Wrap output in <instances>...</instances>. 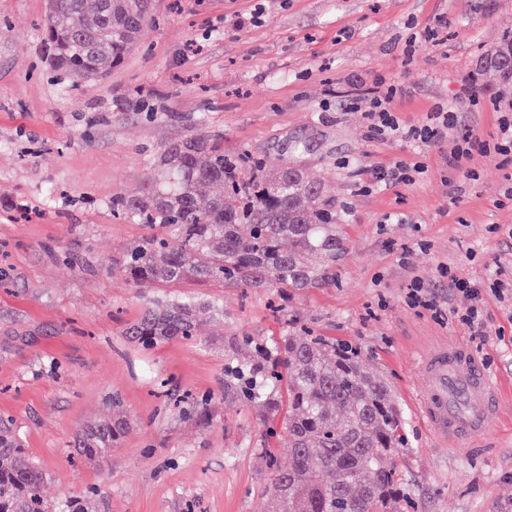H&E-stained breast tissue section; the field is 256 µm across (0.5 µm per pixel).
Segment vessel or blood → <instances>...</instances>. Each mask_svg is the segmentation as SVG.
Returning a JSON list of instances; mask_svg holds the SVG:
<instances>
[{"label": "vessel or blood", "mask_w": 512, "mask_h": 512, "mask_svg": "<svg viewBox=\"0 0 512 512\" xmlns=\"http://www.w3.org/2000/svg\"><path fill=\"white\" fill-rule=\"evenodd\" d=\"M428 386L420 410L437 442L457 447L488 434L502 389L462 344L443 345L421 363Z\"/></svg>", "instance_id": "1"}]
</instances>
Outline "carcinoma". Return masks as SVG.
I'll return each mask as SVG.
<instances>
[{"label": "carcinoma", "instance_id": "cac0c4a2", "mask_svg": "<svg viewBox=\"0 0 512 512\" xmlns=\"http://www.w3.org/2000/svg\"><path fill=\"white\" fill-rule=\"evenodd\" d=\"M152 22L146 0H47L45 34L56 68L96 81L126 55ZM479 66L512 87V35ZM157 178L112 196V213L144 234L112 266L132 287L175 288L192 279L282 295L336 283V194L316 177L266 163L192 133L163 149ZM224 320V306L190 295L147 302L121 329L143 351L198 338L201 316ZM224 401L252 408L262 427L255 445L272 470L269 492L279 512H417L392 464L408 442L389 384L367 368L360 349L313 330H284L277 341L249 334L220 337ZM112 394V416L75 434L72 454L97 462L132 421ZM288 438V467L266 447ZM46 472L26 454L16 422L0 415V512H56L41 494ZM98 488L64 497L61 512H101Z\"/></svg>", "mask_w": 512, "mask_h": 512}]
</instances>
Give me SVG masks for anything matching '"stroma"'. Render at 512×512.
Wrapping results in <instances>:
<instances>
[{
  "mask_svg": "<svg viewBox=\"0 0 512 512\" xmlns=\"http://www.w3.org/2000/svg\"><path fill=\"white\" fill-rule=\"evenodd\" d=\"M154 21L96 82L57 78L42 42L45 0H0V413L12 415L45 492L104 491V512H274L253 412L224 403V352L172 341L143 352L120 334L156 288L108 270L141 234L113 217V195L148 183L169 143L195 130L319 176L344 214L336 282L286 296L188 281L219 299L225 335L279 339L287 322L361 349L396 396L409 442L394 463L419 512H512V398L489 452L440 447L418 411L420 356L466 344L512 384V160H446L465 130L495 141L512 90L477 75L512 33V0H153ZM399 121L454 120L429 146L374 132L375 99ZM157 115L147 118L142 103ZM421 163L408 184L376 169ZM84 261L71 268L67 257ZM456 275L481 282L485 337L456 312ZM437 311L409 304L412 282ZM119 393L133 429L97 464L73 436ZM211 396V426L192 407Z\"/></svg>",
  "mask_w": 512,
  "mask_h": 512,
  "instance_id": "1",
  "label": "stroma"
}]
</instances>
